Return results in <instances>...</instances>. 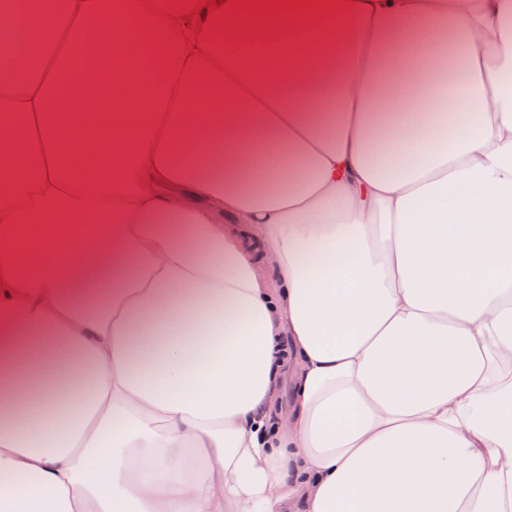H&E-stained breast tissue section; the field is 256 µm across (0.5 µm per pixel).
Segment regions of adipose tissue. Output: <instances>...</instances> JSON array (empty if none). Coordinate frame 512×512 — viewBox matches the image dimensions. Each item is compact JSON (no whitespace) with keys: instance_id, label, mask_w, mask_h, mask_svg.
Segmentation results:
<instances>
[{"instance_id":"obj_1","label":"adipose tissue","mask_w":512,"mask_h":512,"mask_svg":"<svg viewBox=\"0 0 512 512\" xmlns=\"http://www.w3.org/2000/svg\"><path fill=\"white\" fill-rule=\"evenodd\" d=\"M64 2L0 77V512H512V0L274 60Z\"/></svg>"}]
</instances>
